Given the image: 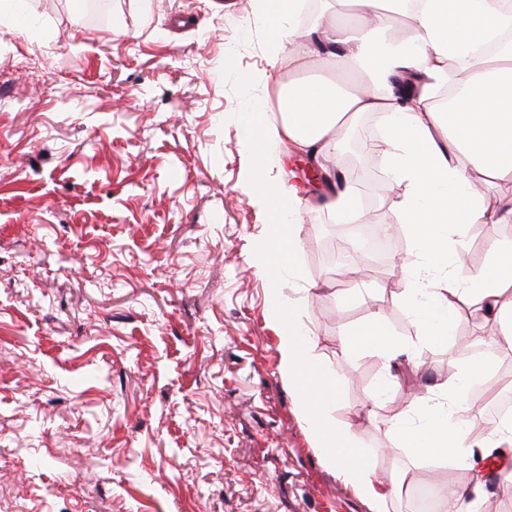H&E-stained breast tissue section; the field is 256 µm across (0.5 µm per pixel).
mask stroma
Here are the masks:
<instances>
[{
    "label": "stroma",
    "instance_id": "1",
    "mask_svg": "<svg viewBox=\"0 0 512 512\" xmlns=\"http://www.w3.org/2000/svg\"><path fill=\"white\" fill-rule=\"evenodd\" d=\"M30 0L38 23L0 25V512H373L334 473L279 370L273 306L297 307L335 374L332 415L352 424L378 480L435 476L441 455L392 449L416 427L402 395L439 401L491 324L433 343L398 302L415 249L357 272L353 300L315 262L334 223L302 184L295 269L258 272L269 222L245 185L241 115L275 118L287 61L268 54L257 0ZM512 221L468 225L471 275ZM381 315L407 354L343 353Z\"/></svg>",
    "mask_w": 512,
    "mask_h": 512
}]
</instances>
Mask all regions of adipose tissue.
I'll list each match as a JSON object with an SVG mask.
<instances>
[{
  "instance_id": "1",
  "label": "adipose tissue",
  "mask_w": 512,
  "mask_h": 512,
  "mask_svg": "<svg viewBox=\"0 0 512 512\" xmlns=\"http://www.w3.org/2000/svg\"><path fill=\"white\" fill-rule=\"evenodd\" d=\"M350 21L327 19L299 27L295 16L299 0H259L270 24L268 48L272 55L287 53L289 61L305 63L311 55L341 56L358 76L359 86L348 90L329 80L291 81L279 97L280 124H270L265 113L247 121L244 136L256 161L251 183L273 219L299 206L298 189L285 191L268 182L269 145L277 142L308 154L318 163L338 160L353 122L367 114L383 116L385 127L369 147L376 166L394 174L406 193L394 211V221L408 225L420 260L402 280L400 296L420 318L431 340L449 335L458 313L455 301L493 313L498 335L512 341V247L499 248L489 258V273L467 274L462 265L449 264L442 240L456 242L470 224H501L512 220V199L500 214L489 213L474 184L481 178L512 180V42L494 54L468 59V77L448 109L434 105L438 91L451 81L448 59L463 54L478 40L512 30V6L504 0H420L411 10L403 35L392 31V17L379 0H355ZM465 200L464 218H457L449 198ZM296 228L281 233L269 229L258 263L275 271L292 266ZM279 323L280 370L299 388V405L311 431L339 478L369 498L375 512L388 504L403 486L396 477L389 486L375 479L374 468L351 426L331 417L339 386L305 340L300 317L273 310ZM348 352L369 351L385 364L402 353L381 317L349 331ZM475 364H467L448 395L447 405H423L421 427L410 432L394 427L398 442L425 456L444 449L456 467L472 470L483 447L512 444V423L495 425L485 441L469 433L474 411L461 401L474 378Z\"/></svg>"
}]
</instances>
